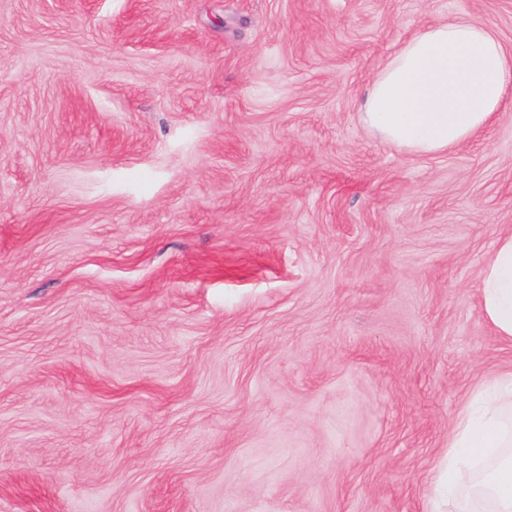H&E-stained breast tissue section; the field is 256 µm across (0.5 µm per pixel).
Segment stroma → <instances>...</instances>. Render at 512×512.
Here are the masks:
<instances>
[{
  "label": "stroma",
  "instance_id": "35a3bbf8",
  "mask_svg": "<svg viewBox=\"0 0 512 512\" xmlns=\"http://www.w3.org/2000/svg\"><path fill=\"white\" fill-rule=\"evenodd\" d=\"M512 0H0V512H424L512 366V90L435 155L362 123ZM479 304L495 335L512 344V232L502 233L480 273Z\"/></svg>",
  "mask_w": 512,
  "mask_h": 512
}]
</instances>
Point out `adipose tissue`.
<instances>
[{
	"label": "adipose tissue",
	"mask_w": 512,
	"mask_h": 512,
	"mask_svg": "<svg viewBox=\"0 0 512 512\" xmlns=\"http://www.w3.org/2000/svg\"><path fill=\"white\" fill-rule=\"evenodd\" d=\"M511 85L512 64L486 23H439L409 39L378 73L362 119L398 148L435 154L485 128ZM478 294L485 322L512 344V232L497 238ZM432 484L429 512H512V370L467 399Z\"/></svg>",
	"instance_id": "ef3b65f1"
}]
</instances>
